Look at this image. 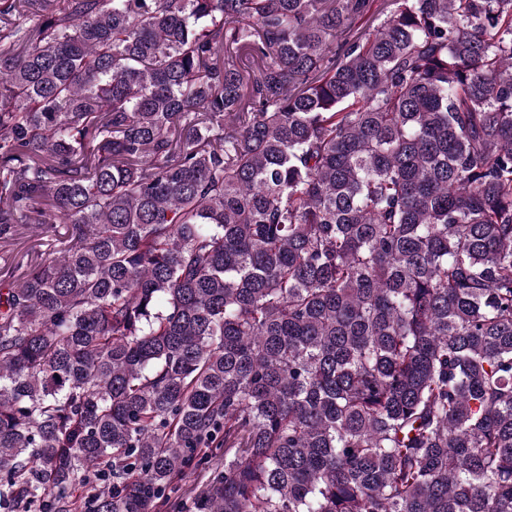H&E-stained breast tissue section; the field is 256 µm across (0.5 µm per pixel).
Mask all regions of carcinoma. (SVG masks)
Listing matches in <instances>:
<instances>
[{"instance_id":"1","label":"carcinoma","mask_w":512,"mask_h":512,"mask_svg":"<svg viewBox=\"0 0 512 512\" xmlns=\"http://www.w3.org/2000/svg\"><path fill=\"white\" fill-rule=\"evenodd\" d=\"M388 8L0 0V512H512V0Z\"/></svg>"}]
</instances>
